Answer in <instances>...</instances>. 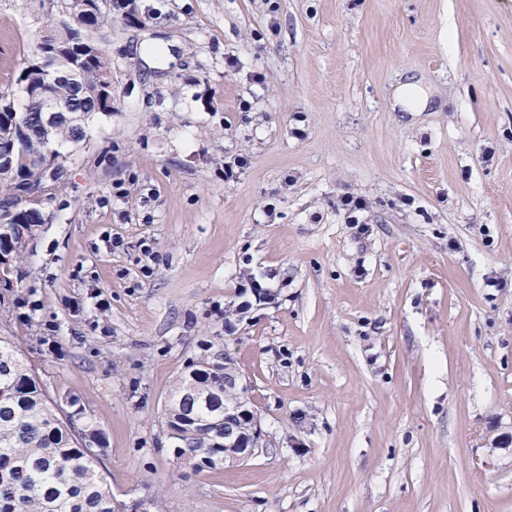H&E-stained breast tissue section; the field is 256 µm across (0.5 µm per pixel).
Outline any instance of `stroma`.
Wrapping results in <instances>:
<instances>
[{"label": "stroma", "instance_id": "stroma-1", "mask_svg": "<svg viewBox=\"0 0 512 512\" xmlns=\"http://www.w3.org/2000/svg\"><path fill=\"white\" fill-rule=\"evenodd\" d=\"M132 4L94 32L112 112L22 263L40 308L0 318L103 434L116 499L512 512V0ZM47 23L40 0H0L16 109ZM409 79L417 112L393 106ZM348 193L368 202V234L346 221ZM250 273L277 297L227 332ZM218 352L250 381L263 439L189 474L164 406L187 362Z\"/></svg>", "mask_w": 512, "mask_h": 512}]
</instances>
